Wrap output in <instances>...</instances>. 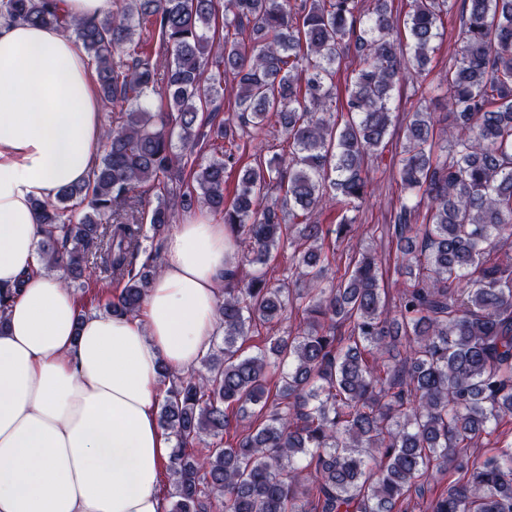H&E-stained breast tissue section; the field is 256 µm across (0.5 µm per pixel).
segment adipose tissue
<instances>
[{
	"label": "adipose tissue",
	"instance_id": "adipose-tissue-1",
	"mask_svg": "<svg viewBox=\"0 0 512 512\" xmlns=\"http://www.w3.org/2000/svg\"><path fill=\"white\" fill-rule=\"evenodd\" d=\"M102 103L77 41L0 18V512H165L173 443L160 370H196L217 332L228 243L189 216L167 237L138 317L79 315L62 273L38 266L32 203L84 183Z\"/></svg>",
	"mask_w": 512,
	"mask_h": 512
}]
</instances>
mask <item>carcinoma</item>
I'll use <instances>...</instances> for the list:
<instances>
[{
  "mask_svg": "<svg viewBox=\"0 0 512 512\" xmlns=\"http://www.w3.org/2000/svg\"><path fill=\"white\" fill-rule=\"evenodd\" d=\"M456 2L413 0L401 23L392 0H113L92 19L58 0H0L8 19L73 32L117 109L87 181L33 201L43 268L68 285H115L106 313L136 316L162 269L157 247L137 264L144 242L203 210L230 235L203 370L161 367L168 512H397L445 474L427 512H512V443L474 450L512 422V0H462L448 129L409 115L400 187L429 220L403 203L386 228L403 278L395 309L369 248L332 271L336 243L356 232L348 213L366 199L368 160L389 144L394 88L424 70ZM350 44L358 65L343 78ZM227 80L231 116L204 113ZM271 128L287 164L246 161L248 139ZM150 184L160 196L148 212ZM327 198L334 224L319 220ZM286 246L304 288L268 275ZM294 311L288 335L245 352Z\"/></svg>",
  "mask_w": 512,
  "mask_h": 512,
  "instance_id": "carcinoma-1",
  "label": "carcinoma"
}]
</instances>
